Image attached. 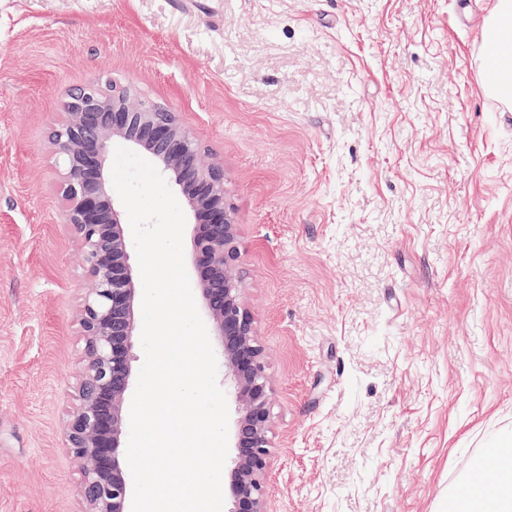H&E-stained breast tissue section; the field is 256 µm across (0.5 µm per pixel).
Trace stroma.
Returning a JSON list of instances; mask_svg holds the SVG:
<instances>
[{
    "label": "stroma",
    "mask_w": 512,
    "mask_h": 512,
    "mask_svg": "<svg viewBox=\"0 0 512 512\" xmlns=\"http://www.w3.org/2000/svg\"><path fill=\"white\" fill-rule=\"evenodd\" d=\"M488 0H0V512H85L81 245L49 136L106 80L224 168L269 512H443L512 428V110ZM512 45V1L491 0L485 18L479 73L486 94L499 98L506 106L512 103V56L502 50ZM497 56L493 62V58ZM493 62V63H492Z\"/></svg>",
    "instance_id": "stroma-1"
}]
</instances>
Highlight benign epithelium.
<instances>
[{"label": "benign epithelium", "mask_w": 512, "mask_h": 512, "mask_svg": "<svg viewBox=\"0 0 512 512\" xmlns=\"http://www.w3.org/2000/svg\"><path fill=\"white\" fill-rule=\"evenodd\" d=\"M51 140L65 170L62 218L81 243L85 294L77 311L85 340L80 402L65 425L68 450L83 474L86 512H128L130 484L122 460L136 332V286L108 167L112 141L151 154L182 195L195 230L192 268L224 368L233 376L241 416L234 435L227 512H267L271 428L263 350L239 300L238 224L224 198V170L181 125L129 88L92 85L73 94Z\"/></svg>", "instance_id": "benign-epithelium-1"}]
</instances>
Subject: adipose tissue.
Returning <instances> with one entry per match:
<instances>
[{"mask_svg": "<svg viewBox=\"0 0 512 512\" xmlns=\"http://www.w3.org/2000/svg\"><path fill=\"white\" fill-rule=\"evenodd\" d=\"M512 45V0H491L485 18L479 73L486 94L512 103V57L503 56ZM493 463L491 492L471 498L465 480L448 490V512H512V430H506L482 450Z\"/></svg>", "mask_w": 512, "mask_h": 512, "instance_id": "ef3b65f1", "label": "adipose tissue"}]
</instances>
